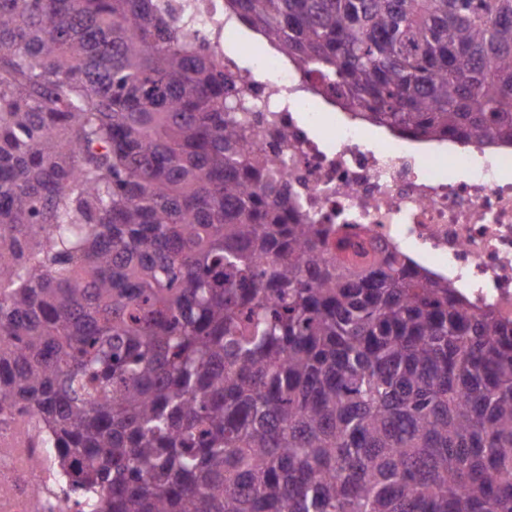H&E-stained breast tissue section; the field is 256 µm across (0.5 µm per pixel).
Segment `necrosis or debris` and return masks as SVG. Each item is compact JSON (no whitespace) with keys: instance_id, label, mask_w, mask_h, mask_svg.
I'll return each mask as SVG.
<instances>
[{"instance_id":"necrosis-or-debris-1","label":"necrosis or debris","mask_w":512,"mask_h":512,"mask_svg":"<svg viewBox=\"0 0 512 512\" xmlns=\"http://www.w3.org/2000/svg\"><path fill=\"white\" fill-rule=\"evenodd\" d=\"M161 3L223 59L226 76L247 83L256 149L293 205L328 228V260L395 255L475 309L512 319L511 147L424 141L361 123L287 58L246 62L253 35L224 0ZM45 455L32 415L0 416V512H77Z\"/></svg>"}]
</instances>
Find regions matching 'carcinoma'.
I'll return each instance as SVG.
<instances>
[{"mask_svg":"<svg viewBox=\"0 0 512 512\" xmlns=\"http://www.w3.org/2000/svg\"><path fill=\"white\" fill-rule=\"evenodd\" d=\"M361 119L512 146V0H226ZM159 0H0V408L81 512H512V320L339 268Z\"/></svg>","mask_w":512,"mask_h":512,"instance_id":"1","label":"carcinoma"}]
</instances>
